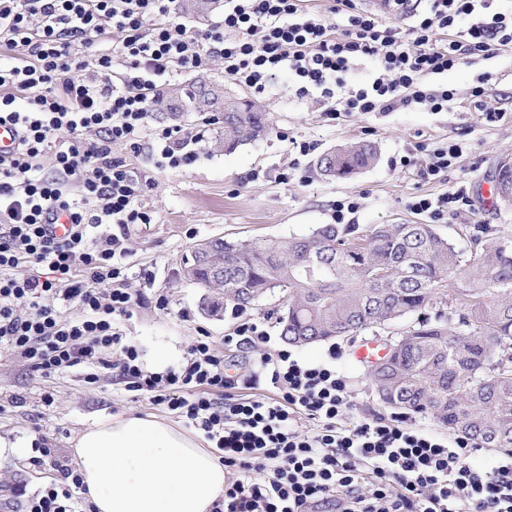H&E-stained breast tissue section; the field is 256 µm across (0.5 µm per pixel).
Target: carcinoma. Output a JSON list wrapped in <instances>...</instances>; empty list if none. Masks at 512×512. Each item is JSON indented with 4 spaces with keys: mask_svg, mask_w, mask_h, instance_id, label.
<instances>
[{
    "mask_svg": "<svg viewBox=\"0 0 512 512\" xmlns=\"http://www.w3.org/2000/svg\"><path fill=\"white\" fill-rule=\"evenodd\" d=\"M179 99L201 112L207 84L174 86L155 103ZM263 112H224L217 136L233 150L245 138H263ZM378 152L356 142L317 160L320 174L348 179L373 165ZM219 266L224 302L245 311L280 289L281 336L309 345L332 336L352 338L403 319L412 339L394 349L389 367L372 374L388 405L426 414L481 448H512V245L472 238L465 251L429 224H382L350 237L334 224L290 240L258 238L240 245L208 240ZM190 282L211 290L210 271L193 267ZM460 275L461 286L445 289Z\"/></svg>",
    "mask_w": 512,
    "mask_h": 512,
    "instance_id": "carcinoma-1",
    "label": "carcinoma"
}]
</instances>
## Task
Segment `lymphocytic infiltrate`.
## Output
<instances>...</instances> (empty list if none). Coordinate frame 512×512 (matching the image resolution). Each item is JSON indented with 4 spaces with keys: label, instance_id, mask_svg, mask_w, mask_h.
I'll return each mask as SVG.
<instances>
[{
    "label": "lymphocytic infiltrate",
    "instance_id": "lymphocytic-infiltrate-1",
    "mask_svg": "<svg viewBox=\"0 0 512 512\" xmlns=\"http://www.w3.org/2000/svg\"><path fill=\"white\" fill-rule=\"evenodd\" d=\"M496 2L430 0L403 34L355 0H331L324 14L305 0H224L223 17L201 32L178 21L177 0H0V47L24 52L0 63V122L20 133L17 150L0 155V348L43 376L79 365L116 370L127 390L204 433L227 474L213 512H512L511 454L483 471L470 463L466 436L396 415L354 416L339 348L301 361L236 309L234 342L253 352L246 366L203 333L179 369L146 370L115 327L135 301L123 255L92 236L105 224L153 221L141 206L142 180L112 149H142L171 73L219 58L225 75L262 90L285 70L299 93L320 92L332 120L414 105L443 112L454 93L426 78L512 46V11ZM333 15L342 24L330 23ZM364 60L374 75L346 87L344 74ZM184 138L175 126L154 130L157 166L193 161ZM46 154L48 174L37 164ZM60 211L71 219L62 237L50 229ZM22 265L28 274L15 276ZM64 302L79 316L62 319ZM264 386L272 396L261 395ZM59 472L23 512H77L82 477L66 464Z\"/></svg>",
    "mask_w": 512,
    "mask_h": 512
}]
</instances>
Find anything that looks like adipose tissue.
<instances>
[{
    "mask_svg": "<svg viewBox=\"0 0 512 512\" xmlns=\"http://www.w3.org/2000/svg\"><path fill=\"white\" fill-rule=\"evenodd\" d=\"M73 449L92 512H211L224 495L220 459L152 416L95 421Z\"/></svg>",
    "mask_w": 512,
    "mask_h": 512,
    "instance_id": "ef3b65f1",
    "label": "adipose tissue"
}]
</instances>
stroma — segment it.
<instances>
[{"label": "stroma", "mask_w": 512, "mask_h": 512, "mask_svg": "<svg viewBox=\"0 0 512 512\" xmlns=\"http://www.w3.org/2000/svg\"><path fill=\"white\" fill-rule=\"evenodd\" d=\"M483 73L490 74L491 89L481 106L470 89ZM201 77L231 94L252 98L267 114V137L243 142L230 153L219 152L212 142L217 113L186 112L178 125L195 140L196 157L190 165L160 168L150 150L133 153L113 147V156L125 160L144 179L141 203L154 220L126 228L105 224L94 232L100 242L118 237L124 250L128 286L138 300L117 328L138 345L150 370L179 367L188 346L203 331L224 345L227 356L246 357V348L224 344L225 336L235 332L234 320L226 314L205 316L200 307L202 289L181 275L183 257L201 240L221 237L245 242L306 235L331 223L337 200L351 196L359 207L350 228L358 235L377 224L429 222L460 245L480 228L512 244V202L488 204L483 199L497 162L512 156V46L499 50L493 59L450 70L443 80L456 95L445 112L410 107L344 113L332 120L319 93L299 95L287 73L255 90L225 75L218 59L200 73L176 72L170 82L183 86ZM443 80L432 77L428 83L436 86ZM489 108L497 112L496 121H486ZM304 141L314 145L306 155L298 148ZM358 141L377 147L372 167L348 180H331L319 173L316 161L323 153ZM457 141L466 143L467 150L455 165L439 176L423 178L420 163L428 152ZM411 148L418 151L416 163L400 165V157ZM286 168L291 177L284 184L277 175ZM459 187L465 188L471 204L448 219L433 223L410 207L414 197H435ZM162 295L168 300L163 310L156 304ZM377 334L371 328L362 331L358 340L339 338L332 343L343 352L338 365L350 380L352 412L358 417L390 412L377 399L366 365L352 357L357 341ZM332 344L321 341L298 347L296 353L316 362ZM90 371V366L82 365L43 377L0 352V440L7 444L0 452V481L20 484L31 495L59 480L56 462L74 464L73 442L103 416L134 412L175 423L171 412L148 396L126 390L112 371L99 370L93 384L87 381ZM47 394L53 398L49 406L43 402ZM41 438L55 448L56 458L37 465L31 460L32 449Z\"/></svg>", "instance_id": "obj_1"}]
</instances>
